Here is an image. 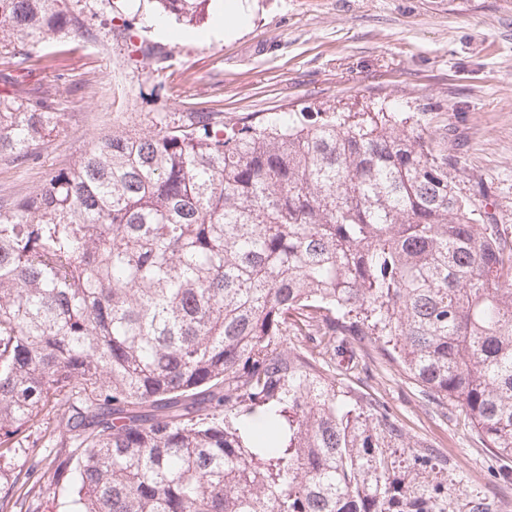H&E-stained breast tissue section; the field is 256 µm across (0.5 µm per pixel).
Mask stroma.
I'll return each instance as SVG.
<instances>
[{"label":"stroma","mask_w":512,"mask_h":512,"mask_svg":"<svg viewBox=\"0 0 512 512\" xmlns=\"http://www.w3.org/2000/svg\"><path fill=\"white\" fill-rule=\"evenodd\" d=\"M248 20L225 34L222 0L186 24L160 16L154 0H68L79 37L35 47L24 96L47 95L55 132L25 163L0 159V207L73 165L115 127L154 129L169 112L220 113L225 129L277 112H370L394 106L458 157L462 195L489 199L512 239V0H241ZM151 47L146 66L115 39L121 19ZM344 383L380 400L411 447L448 489L447 512H512L507 462L480 441L454 406L424 397L402 366L366 346Z\"/></svg>","instance_id":"stroma-1"}]
</instances>
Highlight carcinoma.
Segmentation results:
<instances>
[{
	"label": "carcinoma",
	"mask_w": 512,
	"mask_h": 512,
	"mask_svg": "<svg viewBox=\"0 0 512 512\" xmlns=\"http://www.w3.org/2000/svg\"><path fill=\"white\" fill-rule=\"evenodd\" d=\"M65 2L0 0V57L79 35ZM155 2L191 24L212 0ZM55 125L50 99L0 93V157ZM457 165L383 113L226 134L194 112L113 130L0 211V459L39 429L0 512L73 480L70 512H445L336 360L379 348L512 461V240Z\"/></svg>",
	"instance_id": "cac0c4a2"
}]
</instances>
